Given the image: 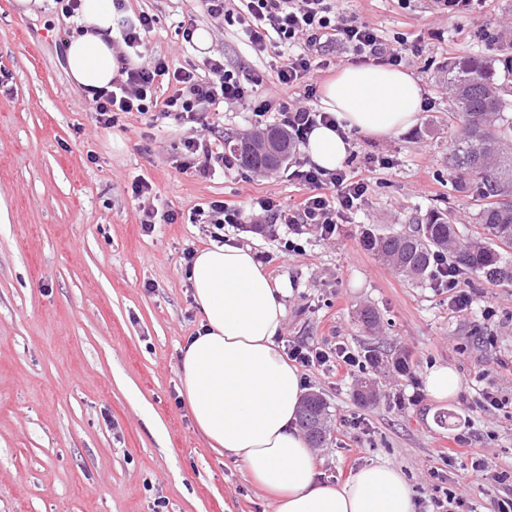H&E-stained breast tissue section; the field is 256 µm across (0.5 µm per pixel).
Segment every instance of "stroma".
Instances as JSON below:
<instances>
[{
	"mask_svg": "<svg viewBox=\"0 0 512 512\" xmlns=\"http://www.w3.org/2000/svg\"><path fill=\"white\" fill-rule=\"evenodd\" d=\"M124 5L126 16H153L147 52L174 67L205 78L213 59L243 76L273 65L238 27L215 22L204 0ZM334 5L406 43L405 68L425 89L419 121L385 140L351 135L348 169L371 189L332 238L309 228L303 252L287 255L283 224L274 237L247 223L225 227L224 236L269 255L266 272L290 288L279 347L341 344L361 356L377 348L407 362L406 372L375 373L378 395L365 406L355 393L370 364L303 370L307 392L328 407L330 435L315 451L320 480L342 484L364 465L388 463L425 512L438 468L462 492V512H494L496 498L512 494V282L468 275L474 303L454 313L447 289L400 276L363 239L407 228L435 208L451 211L460 229L474 228L478 203L448 179L455 105L436 72L480 49L482 31L512 21V0H473L465 11L444 0ZM187 27L211 33L207 51L183 38ZM77 30L76 19L55 10L21 16L13 0H0V68L9 73L0 84V512H272L233 457L195 430L180 398L181 348L199 328L183 254L212 244L213 225L189 221L211 202L234 201L247 213L264 199L293 207L308 189L290 168L307 157L295 150L269 174L178 172L187 139L211 135L213 125L224 146L257 123L277 124V113L256 121L246 98L208 108L198 123L120 112L102 128L68 74L65 50ZM381 157L388 167L378 166ZM142 178L152 190L137 199L129 187ZM146 209L175 220L143 230ZM367 306L381 316L372 334L357 321ZM436 365L461 380L441 402L425 394ZM486 391L504 406L484 411ZM477 459L508 482L487 485L472 468Z\"/></svg>",
	"mask_w": 512,
	"mask_h": 512,
	"instance_id": "stroma-1",
	"label": "stroma"
}]
</instances>
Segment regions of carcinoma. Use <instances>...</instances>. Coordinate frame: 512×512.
<instances>
[{
  "label": "carcinoma",
  "mask_w": 512,
  "mask_h": 512,
  "mask_svg": "<svg viewBox=\"0 0 512 512\" xmlns=\"http://www.w3.org/2000/svg\"><path fill=\"white\" fill-rule=\"evenodd\" d=\"M484 38L492 53L450 58L438 75L457 107L458 130L448 154V176L457 192L483 202L478 231L469 237L460 234L452 214L436 209L409 231L366 240L370 250L412 280L431 273L434 256L446 253L489 283L512 281V263L502 256V250L512 246V42H501L489 30ZM264 134L278 144L276 151L236 149L240 167L275 170L288 161L292 142L287 131L271 126ZM327 415L321 397L311 394L303 400L298 422L314 448L327 440Z\"/></svg>",
  "instance_id": "1"
}]
</instances>
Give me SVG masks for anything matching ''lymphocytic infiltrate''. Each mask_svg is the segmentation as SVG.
<instances>
[{
    "instance_id": "lymphocytic-infiltrate-1",
    "label": "lymphocytic infiltrate",
    "mask_w": 512,
    "mask_h": 512,
    "mask_svg": "<svg viewBox=\"0 0 512 512\" xmlns=\"http://www.w3.org/2000/svg\"><path fill=\"white\" fill-rule=\"evenodd\" d=\"M239 8H230L228 0H206L212 18L228 25H239L255 54L275 52L277 65L274 76L260 71L240 78L237 72L225 68L223 61L210 63V78H199L192 70L171 67L166 58L151 56L148 63L123 61L121 80L111 88L95 91L89 109L103 127H111L117 112H149L161 108L163 114L196 121L205 107L221 102L238 101L253 94L261 100L255 107L256 116H264L271 109L279 111V125L293 142L305 141L317 124L332 122L330 113L317 108L313 90H301L306 76L330 68L322 49L329 44L352 48L360 61L379 65L399 66L407 60L403 43L384 38L376 28L336 14L330 0H240ZM174 84L173 95L159 99L160 84ZM291 91L289 104H281L280 94ZM185 153L178 164L179 172L194 170L203 178L210 177L216 168H233L237 160L233 154L214 150L206 138H192L185 142ZM292 178L311 192L291 212L281 211L277 204L261 202L263 219L268 232H275L277 224L290 225L292 238L286 239V252L299 253L303 247L296 241L307 227L320 230L322 237L330 238L357 210L368 190L365 179L351 176L347 170L324 171L314 166H298Z\"/></svg>"
}]
</instances>
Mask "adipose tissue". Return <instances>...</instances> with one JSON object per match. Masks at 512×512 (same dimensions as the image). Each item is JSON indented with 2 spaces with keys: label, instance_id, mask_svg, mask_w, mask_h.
Wrapping results in <instances>:
<instances>
[{
  "label": "adipose tissue",
  "instance_id": "1",
  "mask_svg": "<svg viewBox=\"0 0 512 512\" xmlns=\"http://www.w3.org/2000/svg\"><path fill=\"white\" fill-rule=\"evenodd\" d=\"M113 0H81L79 35L66 49L71 79L86 92L110 87L121 69L112 46ZM423 88L406 70L349 66L322 89L320 106L336 123L309 134L304 152L333 171L346 160L348 133L378 139L418 120ZM200 329L181 350V395L210 447L233 456L249 481L273 500V512H415L402 471L360 468L344 484L317 478L314 454L296 425L305 382L276 339L289 288L272 279L249 247L228 241L196 252L187 273Z\"/></svg>",
  "mask_w": 512,
  "mask_h": 512
}]
</instances>
